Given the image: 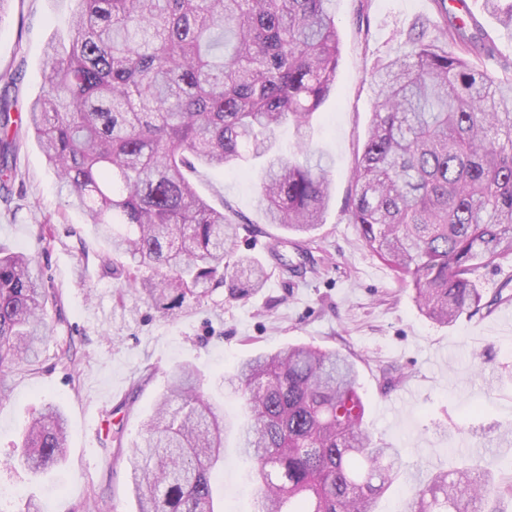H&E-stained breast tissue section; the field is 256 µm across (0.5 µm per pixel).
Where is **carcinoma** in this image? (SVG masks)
<instances>
[{
	"label": "carcinoma",
	"mask_w": 512,
	"mask_h": 512,
	"mask_svg": "<svg viewBox=\"0 0 512 512\" xmlns=\"http://www.w3.org/2000/svg\"><path fill=\"white\" fill-rule=\"evenodd\" d=\"M66 54L47 47L49 92L11 116L12 75H0V183L17 176L18 132L33 129L67 207L83 213L128 284L164 314L230 284L239 299L264 268L234 258L240 226L197 192L200 167L261 161L268 222L309 235L332 196L330 163L304 152L312 119L336 89L337 0H73ZM431 34L415 23L408 51L371 78L375 112L354 171L348 221L412 289L428 319L448 325L480 310L477 268L512 255V63L468 35L448 11ZM512 30V0H485ZM291 124L302 159L280 155ZM158 277L143 280L141 268ZM52 294L23 253L0 249V376L52 339ZM247 422L239 448L255 465V512H373L400 478V451L373 441L358 371L336 350L289 345L241 361L231 378ZM230 424L175 370L131 447L136 512H215ZM54 405L26 427L21 461L42 472L66 456ZM512 482L472 467L410 487V512H506Z\"/></svg>",
	"instance_id": "cac0c4a2"
}]
</instances>
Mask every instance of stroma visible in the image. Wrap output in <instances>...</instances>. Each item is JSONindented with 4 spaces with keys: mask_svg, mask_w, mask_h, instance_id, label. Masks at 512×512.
Instances as JSON below:
<instances>
[{
    "mask_svg": "<svg viewBox=\"0 0 512 512\" xmlns=\"http://www.w3.org/2000/svg\"><path fill=\"white\" fill-rule=\"evenodd\" d=\"M72 0H12L0 15V72L18 69L17 107L44 92L45 49L68 42ZM434 0H339L336 89L316 114L310 151L331 162L326 221L309 240L267 223L256 167L201 169L198 191L243 225L235 251L266 268L262 287L234 299L220 287L182 312H158L113 275L81 211L58 195V181L32 131H25L17 179L0 190V248L23 252L55 296L46 307L53 338L39 359L0 377V486L22 488L0 512H135L130 448L143 420L185 363L205 397L232 421L240 398L228 382L241 360L261 350L312 344L349 354L359 373L365 422L375 439L401 451L403 478H425L475 462L500 482L512 478V256L480 267L473 280L485 309L450 326L427 319L406 288L363 244L348 221L353 170L375 110L374 66L406 52L402 34L437 19ZM285 240L289 268L267 246ZM47 403L67 419V454L35 475L19 459L22 433ZM236 433L224 437L219 512H254L250 464Z\"/></svg>",
    "mask_w": 512,
    "mask_h": 512,
    "instance_id": "stroma-1",
    "label": "stroma"
}]
</instances>
